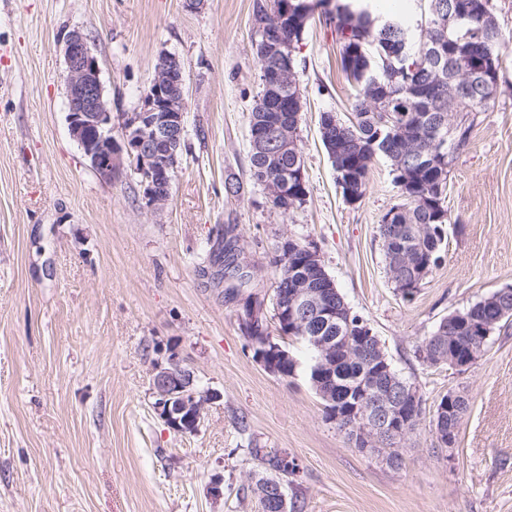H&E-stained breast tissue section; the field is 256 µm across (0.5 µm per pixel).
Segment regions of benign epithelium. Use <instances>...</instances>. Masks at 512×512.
<instances>
[{
  "instance_id": "benign-epithelium-1",
  "label": "benign epithelium",
  "mask_w": 512,
  "mask_h": 512,
  "mask_svg": "<svg viewBox=\"0 0 512 512\" xmlns=\"http://www.w3.org/2000/svg\"><path fill=\"white\" fill-rule=\"evenodd\" d=\"M458 18L455 11L445 13L438 0H430L423 20L430 26L444 29ZM67 120L70 136L77 142L91 168L105 181L132 170L140 175L143 199L148 207L159 210L169 200L167 188L177 167L176 152L161 153V143L179 144L186 134L185 94L181 71L171 69L170 62L178 61L175 55H166V62L159 65L158 76L144 98L141 114L135 122L123 127L122 141L112 136V112L105 98L98 57L88 36L72 30L64 40ZM253 279L251 268L243 261H236L225 272L227 287L240 290ZM266 299L258 294L250 298V314L242 317V330L256 351L255 360L264 370L276 373V362L289 353L265 336L266 330L257 316L264 313ZM336 310L317 301L304 287L299 286L290 295L283 318L289 322V333L303 330L312 319L334 316ZM154 393L159 401L157 414L167 426L178 434H196L204 420L206 405L220 395L202 389L196 383L193 371L171 358L166 366L155 368L152 376ZM410 392L401 390L380 393L365 409V428L360 432L365 446L370 440L398 445L402 430L394 415L410 403Z\"/></svg>"
}]
</instances>
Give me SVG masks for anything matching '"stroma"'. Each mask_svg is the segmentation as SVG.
<instances>
[{
    "label": "stroma",
    "mask_w": 512,
    "mask_h": 512,
    "mask_svg": "<svg viewBox=\"0 0 512 512\" xmlns=\"http://www.w3.org/2000/svg\"><path fill=\"white\" fill-rule=\"evenodd\" d=\"M253 4L0 0V512H258L250 479L281 473L244 453L248 441L287 462L296 512H512V325L462 371L416 354L443 318L512 286V57L494 105L466 116L448 178V246L406 301L378 236L400 200L388 161L374 163L351 205L321 141L322 113L349 116L356 86L334 29L318 20L295 73L306 199L283 213L252 183ZM73 30L95 41L117 134L140 111L158 56L182 63L186 148L162 210L146 206L133 172L102 180L69 134L63 39ZM227 224L254 274L231 302L218 266L200 263ZM285 236L317 247L423 397L400 467L357 451L327 418L300 343H287L297 367L285 379L252 357L242 299L272 298ZM173 357L221 395L194 435L174 433L153 407L152 369ZM451 392L469 409L448 447L432 420Z\"/></svg>",
    "instance_id": "obj_1"
}]
</instances>
